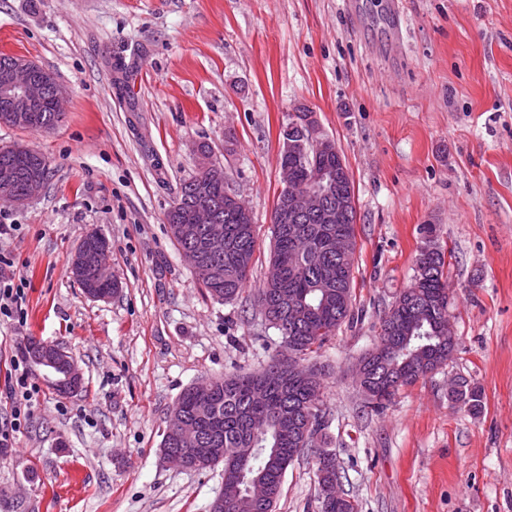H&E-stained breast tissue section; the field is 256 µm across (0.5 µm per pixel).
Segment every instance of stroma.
Listing matches in <instances>:
<instances>
[{
	"label": "stroma",
	"instance_id": "obj_1",
	"mask_svg": "<svg viewBox=\"0 0 512 512\" xmlns=\"http://www.w3.org/2000/svg\"><path fill=\"white\" fill-rule=\"evenodd\" d=\"M52 71L49 131L0 122V148L43 153V192L0 202V257L26 279L0 317V391L19 359L36 384L0 453V512H210L224 473L164 462L183 390L259 370L281 336L253 298L269 270L280 130L313 111L353 180L356 319L325 369L327 446L359 512H512V0H0V55ZM208 144L256 226L239 297L207 296L165 214ZM451 250L452 358L372 410L351 371L408 288L424 225ZM119 291L88 298L69 272L90 232ZM63 347L84 390L58 393L22 358ZM481 386L471 414L448 380ZM275 512H318L316 466L289 467Z\"/></svg>",
	"mask_w": 512,
	"mask_h": 512
}]
</instances>
